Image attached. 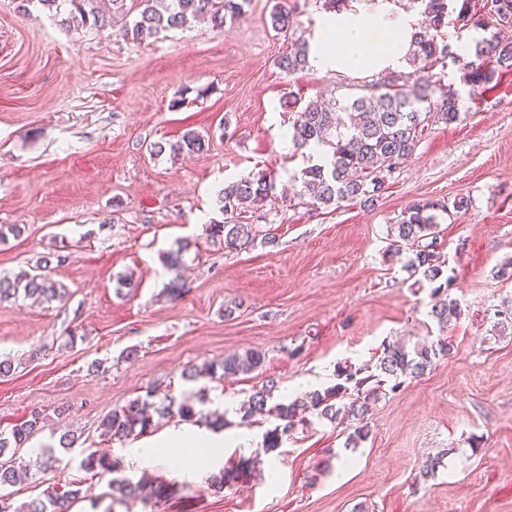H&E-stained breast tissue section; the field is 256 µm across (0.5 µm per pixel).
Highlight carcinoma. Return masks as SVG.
<instances>
[{
    "label": "carcinoma",
    "instance_id": "obj_1",
    "mask_svg": "<svg viewBox=\"0 0 512 512\" xmlns=\"http://www.w3.org/2000/svg\"><path fill=\"white\" fill-rule=\"evenodd\" d=\"M250 0H140L142 10L125 35L140 40L161 30L181 28L194 21L208 20L213 27L222 28L227 21H235L245 14ZM44 8L56 10L61 15V5L68 3L71 9L61 19L67 24L80 16L85 24L104 27L112 22V13L102 11L99 0H38ZM421 16L418 31L414 33L413 48L407 57L410 72L386 71L372 84L368 94L360 95L333 111L316 101H310L295 112L292 123V139L297 149L315 146L328 148L319 163L301 172L299 196L321 208L343 201L361 199L374 202L385 186L388 176L409 157L429 125L442 122L450 125L459 119L458 98L443 83L436 70H446L449 65L458 67L463 84L472 88L489 83L496 72L512 69V42L498 38L493 33L475 42L469 54H458L447 40L443 29L448 27V17L470 23L483 30L512 28V0H411ZM271 26L280 32L293 24V13L283 0H278L270 12ZM310 47L298 43L291 51L284 52L277 60L278 68L292 76L307 67ZM206 141L195 130H188L180 139L169 143L170 153L198 154L204 151ZM275 179L261 174L230 182L221 192L222 210L232 212L249 203L259 205L273 196ZM464 200L451 204L443 201L419 202L408 207L396 224L391 227L393 253L409 249L414 258L408 268L417 277L416 283L431 285L432 304L428 315L442 328L462 315L459 303L449 297L452 278L446 275V261L436 249L439 236V214L463 208ZM213 238L224 241L228 250H248L254 246V226L242 222L213 223L207 226ZM187 245L180 244L165 255V264L174 273L166 293L177 298L186 292L178 271L183 263ZM68 295L66 286L47 274H28L24 277L0 275V302L11 299H33L39 303L63 302ZM452 344L439 339L428 346L412 350L404 345L384 344L375 364V371L338 363L336 383L322 390L309 393L304 400L272 403L278 385L269 380L254 390L248 398V406L242 419L256 414H271L279 424L263 436L264 450L273 452L280 448L283 438L297 426L306 424L300 417L304 410L311 411L318 419L334 423L342 415L356 421L353 432L347 437L346 446L357 448L370 434L368 422L372 406L384 395L385 390H398L404 379L423 376L436 360L448 355ZM264 361L259 351L234 354L208 367L212 378L234 377L256 371ZM189 398L177 399L166 394L153 400V391L145 398H136L129 404L112 410L101 422L106 434L113 439L124 440L146 432L153 417L178 415L191 421L202 417L215 430L226 426L224 412L218 408L204 411ZM41 413L13 427L8 433H0V457L9 448H21L29 438L42 429ZM81 466L99 470L100 476L120 470V461L95 453L88 454ZM251 469L245 459L224 469L211 484L215 491H222L238 477ZM28 475V469L13 459L0 460V488L14 486ZM112 491L122 495H137L150 499L155 492H145L147 482H130L125 477L110 479ZM79 496V490L62 494L51 491L45 498L13 507L9 498L0 494V512H67L69 500Z\"/></svg>",
    "mask_w": 512,
    "mask_h": 512
}]
</instances>
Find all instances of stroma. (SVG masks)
<instances>
[{
    "label": "stroma",
    "instance_id": "stroma-1",
    "mask_svg": "<svg viewBox=\"0 0 512 512\" xmlns=\"http://www.w3.org/2000/svg\"><path fill=\"white\" fill-rule=\"evenodd\" d=\"M273 3L250 0L222 28L200 21L134 41L123 27L137 0L102 29L60 24L35 0L25 10L0 0V225L18 228L0 242V275L44 261L69 291L49 306L0 303V357L14 363L0 378V431L40 412L42 430L16 455L32 464L51 448L61 460L12 487V505L51 488L79 490L70 512H512V335L493 318L512 300V281L496 275L512 257V70L474 89L448 67L459 120L430 126L374 205L316 208L298 195L308 151L282 143L294 107L348 101L376 76L313 66L286 76L277 59L315 42L325 11L289 0L294 24L279 33ZM189 129L205 136L202 153L158 151ZM261 172L278 191L239 216L257 230L254 247L228 251L206 234L224 219L217 193ZM460 198L465 207L440 220L438 248L463 314L442 328L428 288L391 256L389 232L414 203ZM179 239L187 291L173 301L164 255ZM121 275L130 286L118 287ZM440 338L451 354L376 403L359 447L345 445L352 425L317 420L268 454L274 418L241 420L267 380L293 398L333 384L337 363H375L384 343ZM249 350L265 355L252 374L182 378ZM153 388L200 390L208 408L225 409L218 465L253 458V472L215 493L210 470L141 465L144 446L196 430L176 416L123 443L103 435L112 409ZM66 432L77 439L69 450L59 446ZM92 452L156 483L160 497H113L107 479L80 467ZM433 458L434 475L422 476Z\"/></svg>",
    "mask_w": 512,
    "mask_h": 512
}]
</instances>
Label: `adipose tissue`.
I'll return each mask as SVG.
<instances>
[{
	"mask_svg": "<svg viewBox=\"0 0 512 512\" xmlns=\"http://www.w3.org/2000/svg\"><path fill=\"white\" fill-rule=\"evenodd\" d=\"M416 28V17L400 11L392 0H379L372 10L357 4L324 16L313 62L321 70L353 76L398 70Z\"/></svg>",
	"mask_w": 512,
	"mask_h": 512,
	"instance_id": "1",
	"label": "adipose tissue"
}]
</instances>
